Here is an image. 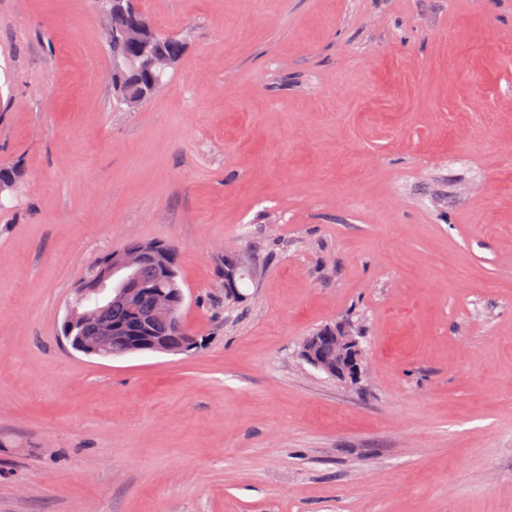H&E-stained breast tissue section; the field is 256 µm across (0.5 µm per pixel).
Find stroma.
I'll use <instances>...</instances> for the list:
<instances>
[{
    "mask_svg": "<svg viewBox=\"0 0 512 512\" xmlns=\"http://www.w3.org/2000/svg\"><path fill=\"white\" fill-rule=\"evenodd\" d=\"M138 5L186 48L132 111L95 0H0V512H512V0ZM131 240L191 350L62 339ZM346 321L356 384L300 355ZM114 91L119 105H125L127 109L134 110L152 97L148 90L141 91L133 83L125 80L117 81L113 79ZM25 179L21 169L17 167L0 168V194L7 193L18 196L24 187Z\"/></svg>",
    "mask_w": 512,
    "mask_h": 512,
    "instance_id": "35a3bbf8",
    "label": "stroma"
}]
</instances>
